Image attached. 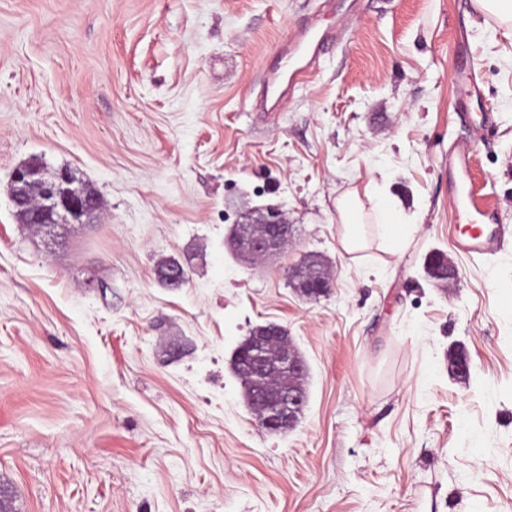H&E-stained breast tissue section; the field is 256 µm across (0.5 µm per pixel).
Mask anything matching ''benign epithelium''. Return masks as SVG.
Masks as SVG:
<instances>
[{"label": "benign epithelium", "mask_w": 512, "mask_h": 512, "mask_svg": "<svg viewBox=\"0 0 512 512\" xmlns=\"http://www.w3.org/2000/svg\"><path fill=\"white\" fill-rule=\"evenodd\" d=\"M10 197L22 224H85L99 211L98 196L70 167L49 173L39 163H23L12 174ZM227 243L253 261L282 255L291 243V225L280 208L267 206L256 222L234 225ZM329 288L327 279H305L301 294L323 295ZM232 365L262 428L281 432L296 426L307 404V366L286 328L274 322L254 328L236 348ZM448 370L468 378L470 361L455 350L448 356Z\"/></svg>", "instance_id": "obj_1"}]
</instances>
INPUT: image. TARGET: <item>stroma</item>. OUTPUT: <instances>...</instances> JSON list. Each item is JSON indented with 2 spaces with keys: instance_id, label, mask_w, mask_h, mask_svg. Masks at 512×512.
<instances>
[{
  "instance_id": "stroma-1",
  "label": "stroma",
  "mask_w": 512,
  "mask_h": 512,
  "mask_svg": "<svg viewBox=\"0 0 512 512\" xmlns=\"http://www.w3.org/2000/svg\"><path fill=\"white\" fill-rule=\"evenodd\" d=\"M307 26L333 46L252 109ZM466 143L498 213L479 258L448 185ZM32 160L78 169L101 216L18 223ZM369 191L410 227L350 254L336 201ZM266 205L293 244L250 269L225 234ZM436 252L456 278L427 276ZM311 255L313 300L287 275ZM508 283L512 28L473 0H0V512H512ZM266 322L308 365L286 433L231 371Z\"/></svg>"
}]
</instances>
